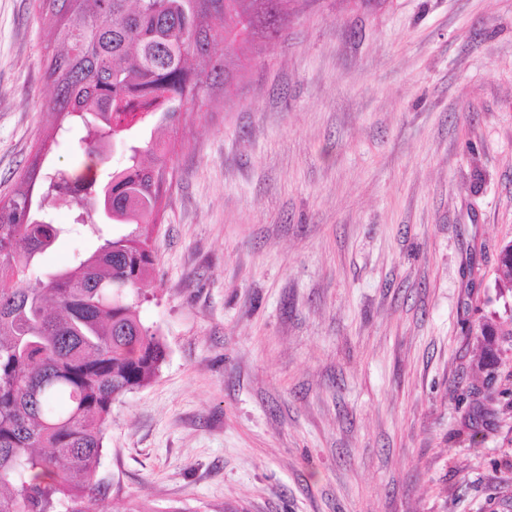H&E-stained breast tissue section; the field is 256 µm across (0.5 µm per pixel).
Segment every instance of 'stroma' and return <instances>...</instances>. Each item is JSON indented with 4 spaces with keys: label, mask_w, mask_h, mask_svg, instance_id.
<instances>
[{
    "label": "stroma",
    "mask_w": 512,
    "mask_h": 512,
    "mask_svg": "<svg viewBox=\"0 0 512 512\" xmlns=\"http://www.w3.org/2000/svg\"><path fill=\"white\" fill-rule=\"evenodd\" d=\"M48 20L0 0V198L43 138ZM185 112L95 512H512V0H295ZM70 234L33 277L97 245ZM510 329L495 371L477 323Z\"/></svg>",
    "instance_id": "stroma-1"
}]
</instances>
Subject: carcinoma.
I'll return each instance as SVG.
<instances>
[{
    "label": "carcinoma",
    "instance_id": "cac0c4a2",
    "mask_svg": "<svg viewBox=\"0 0 512 512\" xmlns=\"http://www.w3.org/2000/svg\"><path fill=\"white\" fill-rule=\"evenodd\" d=\"M291 0H38L51 21L46 111L52 123L10 195L0 199V512H93L112 404L146 386L165 360L160 338L139 318L141 288L153 273L155 247L140 228L157 223L172 161L152 135L127 143L124 166L97 185L104 146L147 127L173 126L215 89L226 87L242 24L275 39ZM133 94L156 109L127 111ZM80 127L89 174L74 187L41 173L58 139ZM133 231L46 278L31 280L40 255L67 232L36 218L42 200L63 192ZM477 330L495 367L492 322Z\"/></svg>",
    "mask_w": 512,
    "mask_h": 512
}]
</instances>
